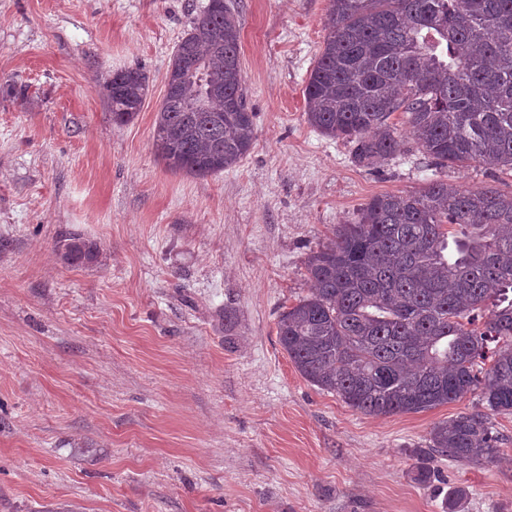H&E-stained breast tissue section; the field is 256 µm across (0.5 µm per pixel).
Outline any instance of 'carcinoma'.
I'll use <instances>...</instances> for the list:
<instances>
[{"instance_id": "carcinoma-1", "label": "carcinoma", "mask_w": 512, "mask_h": 512, "mask_svg": "<svg viewBox=\"0 0 512 512\" xmlns=\"http://www.w3.org/2000/svg\"><path fill=\"white\" fill-rule=\"evenodd\" d=\"M304 89L307 121L375 167L409 148L391 117L442 169H512V0H331ZM238 20L208 0L176 46L154 129L168 168L217 174L249 152L255 113L242 92ZM112 122L140 112L139 69L102 84ZM73 266L97 262L78 235ZM311 294L284 311L278 340L310 383L368 415L416 413L478 394L483 410L430 433L428 454L494 459L491 416L512 414V195L439 179L373 197L307 261Z\"/></svg>"}]
</instances>
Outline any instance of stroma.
<instances>
[{
  "label": "stroma",
  "instance_id": "stroma-1",
  "mask_svg": "<svg viewBox=\"0 0 512 512\" xmlns=\"http://www.w3.org/2000/svg\"><path fill=\"white\" fill-rule=\"evenodd\" d=\"M226 2L255 139L195 177L153 130L208 0H0V512H446L460 489L459 512H512V415L492 418L498 458L425 459L477 396L369 416L277 336L308 256L370 198L440 176L511 194L512 170L356 165L305 114L330 0ZM126 68L149 90L118 126L95 84ZM75 234L96 263L62 261Z\"/></svg>",
  "mask_w": 512,
  "mask_h": 512
}]
</instances>
